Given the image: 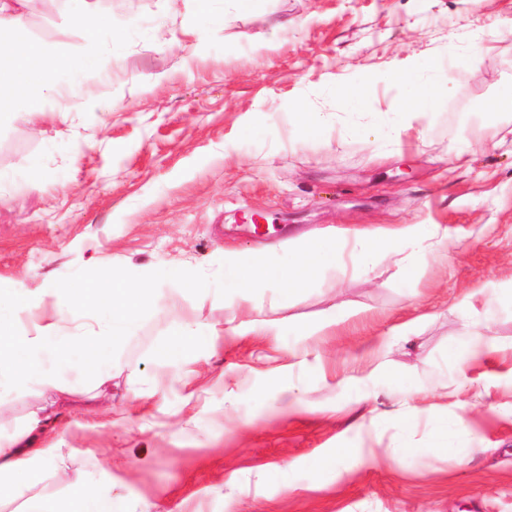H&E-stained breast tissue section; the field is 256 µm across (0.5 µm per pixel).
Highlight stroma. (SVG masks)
<instances>
[{
    "instance_id": "35a3bbf8",
    "label": "stroma",
    "mask_w": 512,
    "mask_h": 512,
    "mask_svg": "<svg viewBox=\"0 0 512 512\" xmlns=\"http://www.w3.org/2000/svg\"><path fill=\"white\" fill-rule=\"evenodd\" d=\"M93 3L107 20L136 13L144 32L113 55L107 90L0 118V172L18 176L0 205V286L35 291L92 258L214 274L225 249L260 245L246 213L282 229L279 251L350 224H438L459 241L409 288L385 260L338 290L273 280L248 303L159 304L118 353L97 414L74 397L50 423L96 496L112 512H512V319L476 338L498 352L469 372L489 398L463 395L482 440L468 457L429 452L430 421L406 432L400 384L416 373L418 405L444 415L434 387L461 342L459 302L512 288V112L486 109L512 85V0H248L203 38L183 14L160 19L158 0ZM478 37L471 67L445 76L457 92L432 132L387 155L332 128L294 138L283 120L320 85L362 84ZM342 299L362 316L323 336L227 337L195 362L156 360L185 313L219 330L230 313L306 323ZM405 323L414 334L400 343L389 330ZM380 343L385 357L363 355ZM379 365L390 393L359 403L340 387ZM291 385L303 393L285 417Z\"/></svg>"
}]
</instances>
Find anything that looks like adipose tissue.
I'll return each mask as SVG.
<instances>
[{"label":"adipose tissue","mask_w":512,"mask_h":512,"mask_svg":"<svg viewBox=\"0 0 512 512\" xmlns=\"http://www.w3.org/2000/svg\"><path fill=\"white\" fill-rule=\"evenodd\" d=\"M15 0H0V32L23 44L21 53L0 57V112L33 115L44 112L49 98L74 84L87 70L107 71L103 52L115 30L135 38L141 27L130 14L115 21L98 18L90 0H69L68 26L61 30V53H50L46 42L32 33ZM479 42H472L447 58L416 62L405 71L384 76V83L400 91L393 112L372 108L371 90L342 82L323 85L321 97L343 101L349 111L334 115L311 108L297 117L299 130L336 127L347 139L370 140L379 149L397 144L418 120H430L440 99L453 94L443 79L445 70H467ZM439 243L435 224H399L393 227L332 228L312 240H294L288 259L272 264L268 254L245 256L225 252L222 272L201 276L190 267L142 265L100 272L94 263L70 271L64 284L47 283L37 292L25 288L0 289V410L15 400L35 397L37 403L23 424L12 426L8 439H0V496L23 499L22 512H112L96 499L88 481L71 477L60 448L40 440L39 434L54 416L59 399L90 390L103 392L112 381V367L122 343L137 324L166 299L192 295L197 302L217 303L229 291L261 287L269 272L288 285L302 287L312 279L341 282L346 272L368 273L384 259L397 265L402 283H409L417 256L434 252ZM295 319L258 322L230 317L225 330L184 315L171 327L159 347L157 360L172 365L186 360L200 345L214 344L219 335L287 336ZM493 348L477 352L461 347L448 356V376L442 384L454 403L434 428L433 451L465 456L463 440L472 436L459 394L471 369ZM48 473L64 488L63 498L25 499L24 493L40 473Z\"/></svg>","instance_id":"obj_1"}]
</instances>
